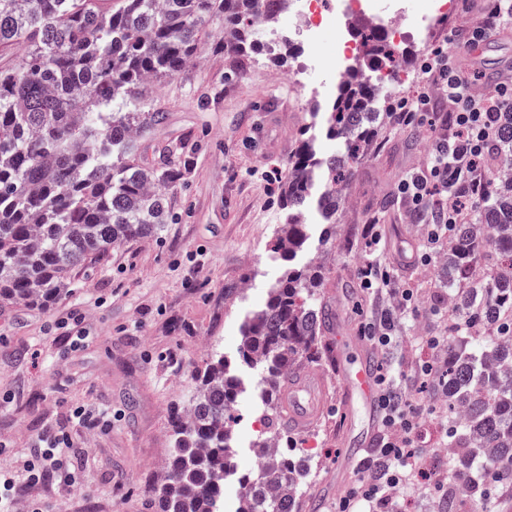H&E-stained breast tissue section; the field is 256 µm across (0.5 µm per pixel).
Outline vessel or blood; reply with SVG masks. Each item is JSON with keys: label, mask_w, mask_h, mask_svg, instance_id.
<instances>
[{"label": "vessel or blood", "mask_w": 512, "mask_h": 512, "mask_svg": "<svg viewBox=\"0 0 512 512\" xmlns=\"http://www.w3.org/2000/svg\"><path fill=\"white\" fill-rule=\"evenodd\" d=\"M336 342L340 345H356L359 351L360 360L355 365V378L350 388L359 392L366 400L369 422L365 438L361 442L362 447L366 448L372 443L374 430L380 419L373 379L375 358L361 337L340 336ZM282 403L291 427L297 430L310 427L326 406V383L323 376L308 369L294 371L285 385Z\"/></svg>", "instance_id": "b4317fda"}]
</instances>
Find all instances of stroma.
<instances>
[{
	"mask_svg": "<svg viewBox=\"0 0 512 512\" xmlns=\"http://www.w3.org/2000/svg\"><path fill=\"white\" fill-rule=\"evenodd\" d=\"M481 0L458 7L396 44L408 79L390 91L397 100L430 88L420 61L436 48L449 49L463 69L478 72L476 88L495 83L498 71L512 68V37L491 27L478 52L458 46L462 29L485 24ZM199 62L180 75L154 84L148 96L167 114L153 141L190 138L195 144L191 174L169 195L180 213L177 224L158 235L128 240L106 256L74 271L68 291L52 306L0 307V463L19 467L47 428H70L74 409L111 407L112 425L103 431L74 432L83 462L81 484L73 493L48 485L31 490L41 512H153L149 494L165 475L174 407L188 403L194 373L210 350L235 359L244 317L262 305L284 268L269 249L285 214L275 201L299 131H306L318 154L335 152L326 135V112L338 93L333 69L316 75L313 88L287 81L306 62L310 48L294 40L274 56L258 44L241 56L223 47L208 23ZM431 114L417 113L413 124L378 126L373 141L353 164L336 210L335 243L319 246L323 258L325 305L341 315L339 333L359 336L381 298L360 286L359 269L377 257L399 281L418 290L419 309L400 324L394 344L377 361L413 373L420 361L443 364L426 337L448 331L449 282L439 259L429 264L397 262L399 253L427 247L421 221L398 192L407 175L424 172L441 135ZM376 221L381 232L370 250L364 228ZM84 313L85 338L69 347L60 326L66 314ZM329 400L321 416L299 439L312 452V474L301 512H322L353 485L355 471L337 468L352 451L364 411L346 404L338 362L321 367ZM234 428L238 473L254 466V420L263 410L261 390L244 375ZM448 422L440 406L424 424L420 454L424 468L447 476L448 458L437 452Z\"/></svg>",
	"mask_w": 512,
	"mask_h": 512,
	"instance_id": "1",
	"label": "stroma"
}]
</instances>
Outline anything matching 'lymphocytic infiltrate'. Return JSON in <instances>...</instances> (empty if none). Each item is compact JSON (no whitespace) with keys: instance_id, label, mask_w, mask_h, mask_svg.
<instances>
[{"instance_id":"lymphocytic-infiltrate-1","label":"lymphocytic infiltrate","mask_w":512,"mask_h":512,"mask_svg":"<svg viewBox=\"0 0 512 512\" xmlns=\"http://www.w3.org/2000/svg\"><path fill=\"white\" fill-rule=\"evenodd\" d=\"M421 69L432 85L446 93L452 123L432 148L429 172L408 176L398 190L424 221L428 243L437 245L448 240L451 225L466 223V203L483 200L490 192L492 180L485 160L500 135L503 112L512 110V82L474 91L473 76L441 50L428 53ZM360 278L363 288L385 290L389 297L388 306L367 324L368 339L387 349L398 319L418 309L416 290L371 263L361 268ZM400 384V377L392 371L378 372L381 436L374 456L361 460L354 486L340 497L336 512H407L406 486L434 489L418 455L421 424L430 408ZM72 446L69 431L48 430L16 476L0 470V512H19L25 489L54 482L59 490L74 491L81 476L72 466Z\"/></svg>"}]
</instances>
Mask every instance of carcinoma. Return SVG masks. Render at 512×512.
<instances>
[{"mask_svg": "<svg viewBox=\"0 0 512 512\" xmlns=\"http://www.w3.org/2000/svg\"><path fill=\"white\" fill-rule=\"evenodd\" d=\"M98 2L0 0V51L22 48L0 66L1 306H44L66 293L78 267L176 223L168 198L191 170L193 144L160 142L157 159H144L140 142L165 119L145 90L190 67L210 20L247 54L258 44L255 18L265 8L275 23L279 0H119L109 11ZM359 39L371 71L392 58L379 28L359 31ZM376 85L367 76L342 81L327 118L338 151L318 157L305 137L288 163L279 195L285 219L272 247L285 271L244 321L237 360L215 351L195 371L196 392L171 419L166 475L151 491L155 512H220L224 478L234 472L240 366L271 404L254 447L273 452L240 476L236 512H299L311 457L295 454L294 439L279 428L278 396L297 363L333 358L323 343L322 266L298 261L312 237L305 210L315 203L321 242L335 241L345 172L375 136ZM494 185L480 223L455 225L441 257L448 274L469 278L466 293L448 294L460 315L452 327L459 347L448 350V371L437 379L448 398V474L470 497L469 512H492L486 469L512 477V335L470 334L512 325V176L500 172ZM487 247L501 257L490 276L476 272Z\"/></svg>", "mask_w": 512, "mask_h": 512, "instance_id": "obj_1", "label": "carcinoma"}]
</instances>
